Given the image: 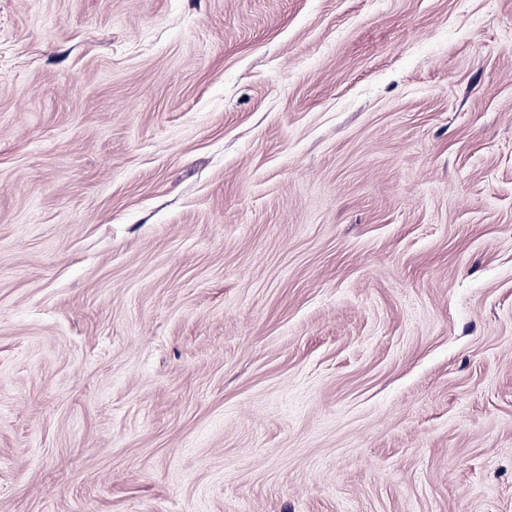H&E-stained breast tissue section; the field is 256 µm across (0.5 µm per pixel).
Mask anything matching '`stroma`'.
Segmentation results:
<instances>
[{"label":"stroma","mask_w":512,"mask_h":512,"mask_svg":"<svg viewBox=\"0 0 512 512\" xmlns=\"http://www.w3.org/2000/svg\"><path fill=\"white\" fill-rule=\"evenodd\" d=\"M0 512H512V0H0Z\"/></svg>","instance_id":"35a3bbf8"}]
</instances>
